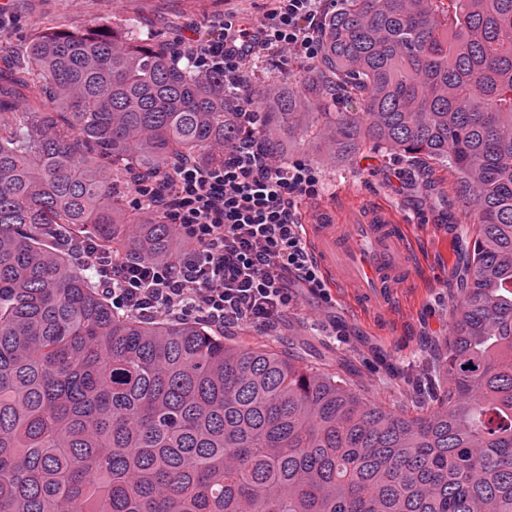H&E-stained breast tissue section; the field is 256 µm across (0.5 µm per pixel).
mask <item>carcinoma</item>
<instances>
[{
	"mask_svg": "<svg viewBox=\"0 0 512 512\" xmlns=\"http://www.w3.org/2000/svg\"><path fill=\"white\" fill-rule=\"evenodd\" d=\"M259 140L457 175L477 231L424 416L204 319L122 313L72 260L168 263L131 181L224 162V76L128 20L0 52V512H512V0H334Z\"/></svg>",
	"mask_w": 512,
	"mask_h": 512,
	"instance_id": "obj_1",
	"label": "carcinoma"
}]
</instances>
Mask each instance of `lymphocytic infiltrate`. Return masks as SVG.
<instances>
[{"instance_id":"lymphocytic-infiltrate-1","label":"lymphocytic infiltrate","mask_w":512,"mask_h":512,"mask_svg":"<svg viewBox=\"0 0 512 512\" xmlns=\"http://www.w3.org/2000/svg\"><path fill=\"white\" fill-rule=\"evenodd\" d=\"M326 0H270L262 18L230 15L207 35L189 28L182 45L199 69L223 75L239 96L251 133L224 154L219 166L181 163L135 183L130 203H160L166 221L188 248L170 263L132 261L99 265L90 245L81 252L99 266L113 308L141 316L200 317L217 329L274 328L294 299L293 287L322 302L329 290L310 256L300 207L316 200L323 183L306 160L280 163L253 133L260 122L244 77L278 57L314 63Z\"/></svg>"}]
</instances>
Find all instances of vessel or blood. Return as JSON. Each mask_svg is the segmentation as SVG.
Instances as JSON below:
<instances>
[{
	"instance_id": "1",
	"label": "vessel or blood",
	"mask_w": 512,
	"mask_h": 512,
	"mask_svg": "<svg viewBox=\"0 0 512 512\" xmlns=\"http://www.w3.org/2000/svg\"><path fill=\"white\" fill-rule=\"evenodd\" d=\"M407 222L386 204L364 205L348 193L317 207L306 241L332 293L351 292L371 317L393 319L415 267L426 264Z\"/></svg>"
}]
</instances>
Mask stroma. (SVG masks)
I'll return each instance as SVG.
<instances>
[{"label":"stroma","instance_id":"35a3bbf8","mask_svg":"<svg viewBox=\"0 0 512 512\" xmlns=\"http://www.w3.org/2000/svg\"><path fill=\"white\" fill-rule=\"evenodd\" d=\"M266 0H0L13 18L0 32V46L21 52L47 25L83 30L94 23L135 19L168 41L188 26L203 29L234 12L261 17ZM290 157L306 159L324 183L321 203L339 193L381 200L418 221L413 232L427 259L433 288L403 305L396 323H370L353 301L318 303L298 290L273 336L238 330L240 341L265 343L301 365L341 373L365 397L400 413H415L433 382V358L450 334L449 309L466 277L465 254L473 244L467 207L457 196L456 177L445 166L427 168L395 156L365 153L330 166L310 143L297 141ZM341 334H334V326Z\"/></svg>","mask_w":512,"mask_h":512}]
</instances>
